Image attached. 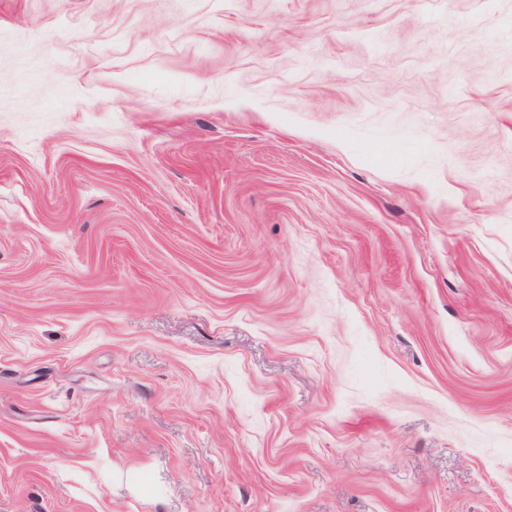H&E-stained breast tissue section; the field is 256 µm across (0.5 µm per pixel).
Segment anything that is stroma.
<instances>
[{
	"label": "stroma",
	"instance_id": "1",
	"mask_svg": "<svg viewBox=\"0 0 512 512\" xmlns=\"http://www.w3.org/2000/svg\"><path fill=\"white\" fill-rule=\"evenodd\" d=\"M0 512H512V0H0Z\"/></svg>",
	"mask_w": 512,
	"mask_h": 512
}]
</instances>
